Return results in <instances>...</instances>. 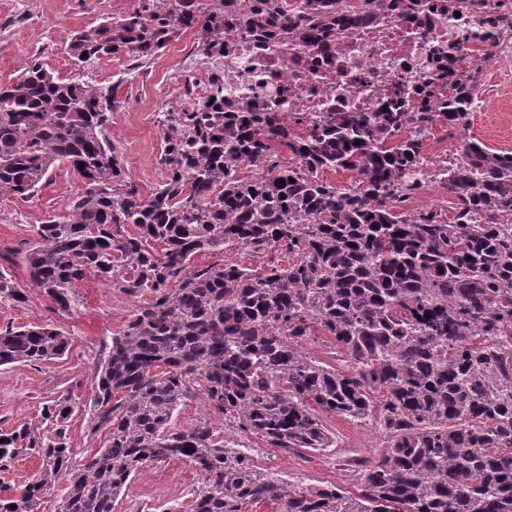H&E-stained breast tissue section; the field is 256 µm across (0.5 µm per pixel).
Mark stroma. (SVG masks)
<instances>
[{
  "mask_svg": "<svg viewBox=\"0 0 512 512\" xmlns=\"http://www.w3.org/2000/svg\"><path fill=\"white\" fill-rule=\"evenodd\" d=\"M136 6L137 0H0V84L9 82L36 57L55 73L71 75L67 44L72 34ZM189 44V38H181L146 61L106 58L95 72L97 82L112 88L114 108L108 133L120 150L122 164L144 193L163 179L157 164L160 138L155 114L167 106L162 91L174 83L180 51ZM469 133L489 148L512 151V85L497 96L479 95ZM83 188L77 174L58 168L51 183L34 197L0 200V267L11 272L25 296L21 302L0 298V327L47 325L70 339V348L61 358L0 366V432L24 424L42 437H52L53 426L43 420L42 408L69 400L67 439L76 465L103 442L90 432L89 405L96 393L94 370L104 357V345L144 302L143 297L107 287L90 276L76 285L75 308L63 311L32 285L24 256L35 240V226L62 214L65 204ZM322 422L336 445L320 453L269 447L261 436L240 430L233 419L218 422L216 434L248 448L260 470L307 484L331 483L356 490L361 469L352 465V457L376 456L384 435L372 420L355 424L326 415ZM199 481V473L188 462L145 463L124 489L118 512H163L174 502L190 506Z\"/></svg>",
  "mask_w": 512,
  "mask_h": 512,
  "instance_id": "35a3bbf8",
  "label": "stroma"
}]
</instances>
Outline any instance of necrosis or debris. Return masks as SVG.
I'll return each mask as SVG.
<instances>
[{
    "label": "necrosis or debris",
    "instance_id": "obj_1",
    "mask_svg": "<svg viewBox=\"0 0 512 512\" xmlns=\"http://www.w3.org/2000/svg\"><path fill=\"white\" fill-rule=\"evenodd\" d=\"M415 17L383 0L375 12L313 46L258 47L240 31L224 34L225 55L198 62L185 56L173 89L177 105L209 103L210 80L224 85V109H260L285 93V111L318 116L342 107L379 112L397 92L418 104V90L451 71L449 57L512 56V0H426Z\"/></svg>",
    "mask_w": 512,
    "mask_h": 512
}]
</instances>
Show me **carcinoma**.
Masks as SVG:
<instances>
[{
  "label": "carcinoma",
  "instance_id": "cac0c4a2",
  "mask_svg": "<svg viewBox=\"0 0 512 512\" xmlns=\"http://www.w3.org/2000/svg\"><path fill=\"white\" fill-rule=\"evenodd\" d=\"M375 3L149 0L72 35L76 75L35 58L0 85V200L33 197L63 163L85 181L62 214L37 225L25 255L33 284L63 311L88 275L151 296L94 376L90 432L105 436L102 447L72 468L65 401L43 407L55 439L24 426L0 434V470L20 448L42 459L17 498L0 497V512H38L61 475L60 512H116L141 465L170 460L200 473L191 512H512V153L467 135L465 162L438 173L453 215L395 210L421 182L434 126L469 131L476 82L439 83L419 112L402 100L308 127L278 101L261 112L167 111L158 120L166 175L146 196L108 136L112 87L93 79L104 58L150 59L190 28L200 53L222 55L211 39L230 24L260 43L315 44ZM280 147L299 166H278ZM244 165L253 178L239 176ZM327 169L352 172L353 186L325 180ZM229 245L272 253L265 271L190 269L196 254ZM0 295L23 299L5 268ZM318 331L349 370L304 354L301 342ZM68 346L54 329L7 326L0 366ZM375 393L385 442L356 495L260 471L216 438L212 420L174 424L198 396L273 448L320 451L336 444L321 415L364 421Z\"/></svg>",
  "mask_w": 512,
  "mask_h": 512
}]
</instances>
